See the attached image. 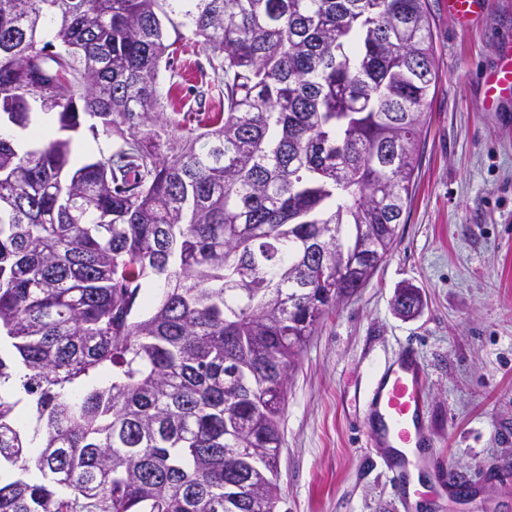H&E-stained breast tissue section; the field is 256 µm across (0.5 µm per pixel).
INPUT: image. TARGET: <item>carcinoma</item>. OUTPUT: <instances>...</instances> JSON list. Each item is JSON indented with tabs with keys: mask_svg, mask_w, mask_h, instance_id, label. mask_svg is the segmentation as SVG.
I'll list each match as a JSON object with an SVG mask.
<instances>
[{
	"mask_svg": "<svg viewBox=\"0 0 512 512\" xmlns=\"http://www.w3.org/2000/svg\"><path fill=\"white\" fill-rule=\"evenodd\" d=\"M185 30L205 120L159 88ZM437 82L427 0H0V115L116 141L0 136V512H276L289 371L391 255ZM33 125L38 127L37 129L40 131V136L34 137L30 129L21 131L17 128H13L8 131V134L12 136L13 141L20 151H25L37 146L43 139L52 136L54 133L52 121L44 115Z\"/></svg>",
	"mask_w": 512,
	"mask_h": 512,
	"instance_id": "carcinoma-1",
	"label": "carcinoma"
}]
</instances>
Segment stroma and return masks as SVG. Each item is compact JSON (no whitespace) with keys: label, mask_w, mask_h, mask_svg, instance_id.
Listing matches in <instances>:
<instances>
[{"label":"stroma","mask_w":512,"mask_h":512,"mask_svg":"<svg viewBox=\"0 0 512 512\" xmlns=\"http://www.w3.org/2000/svg\"><path fill=\"white\" fill-rule=\"evenodd\" d=\"M438 87L422 134L410 211L390 257L304 347L281 423L278 512H512V106H482L481 79L512 47V0H482L469 27L428 0ZM161 72L178 111L216 112L207 53L186 35ZM424 299L397 315L398 287ZM406 346L427 377L433 446L466 491L421 476L409 499L366 441L362 398L371 371Z\"/></svg>","instance_id":"obj_1"}]
</instances>
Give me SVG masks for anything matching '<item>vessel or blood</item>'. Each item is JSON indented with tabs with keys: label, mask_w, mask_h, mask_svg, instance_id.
<instances>
[{
	"label": "vessel or blood",
	"mask_w": 512,
	"mask_h": 512,
	"mask_svg": "<svg viewBox=\"0 0 512 512\" xmlns=\"http://www.w3.org/2000/svg\"><path fill=\"white\" fill-rule=\"evenodd\" d=\"M448 11L462 25L469 24L480 0H447ZM486 110H498L512 101V50L501 53L495 66L482 79ZM427 379L414 350L401 351L383 371L375 373L365 392V413L370 445L388 451L413 449V456H400L401 467H421L428 439L425 394Z\"/></svg>",
	"instance_id": "1"
}]
</instances>
